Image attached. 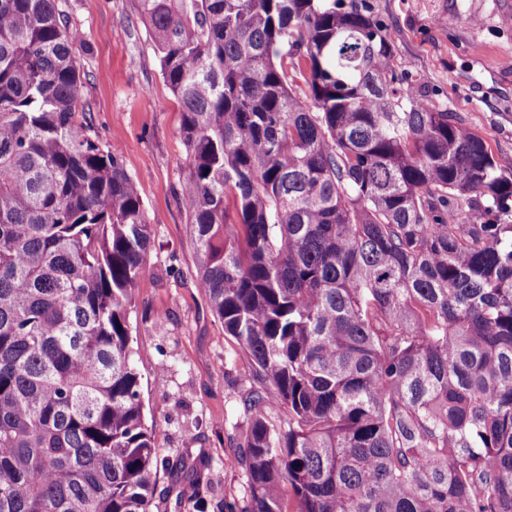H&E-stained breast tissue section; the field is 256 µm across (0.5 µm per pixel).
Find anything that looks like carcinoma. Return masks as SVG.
Wrapping results in <instances>:
<instances>
[{
	"label": "carcinoma",
	"instance_id": "obj_1",
	"mask_svg": "<svg viewBox=\"0 0 512 512\" xmlns=\"http://www.w3.org/2000/svg\"><path fill=\"white\" fill-rule=\"evenodd\" d=\"M190 234L241 346L226 512H512V171L405 83L368 0H141ZM57 0H0V512H207L159 456L128 325L151 247L79 109ZM309 95L293 93L290 70ZM171 481L162 469L156 475V495L154 512H197L194 502L185 494L181 503L176 505V491L170 492Z\"/></svg>",
	"mask_w": 512,
	"mask_h": 512
}]
</instances>
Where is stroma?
<instances>
[{"mask_svg":"<svg viewBox=\"0 0 512 512\" xmlns=\"http://www.w3.org/2000/svg\"><path fill=\"white\" fill-rule=\"evenodd\" d=\"M408 84L432 90L512 170V0H369ZM80 72L85 121L102 149L120 146L153 226L128 323L146 423L161 456L205 464L207 512L245 494L236 461L248 423L250 365L197 286L188 229V153L139 0H59Z\"/></svg>","mask_w":512,"mask_h":512,"instance_id":"obj_1","label":"stroma"}]
</instances>
